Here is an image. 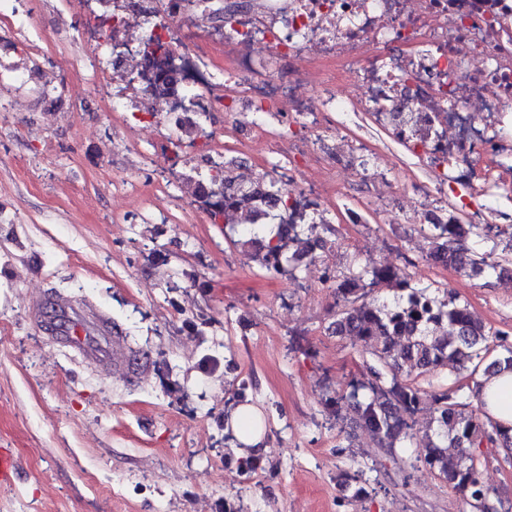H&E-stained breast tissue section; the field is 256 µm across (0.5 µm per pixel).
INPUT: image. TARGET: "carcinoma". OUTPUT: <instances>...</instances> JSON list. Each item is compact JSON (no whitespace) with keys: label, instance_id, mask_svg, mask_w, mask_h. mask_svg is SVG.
<instances>
[{"label":"carcinoma","instance_id":"1","mask_svg":"<svg viewBox=\"0 0 512 512\" xmlns=\"http://www.w3.org/2000/svg\"><path fill=\"white\" fill-rule=\"evenodd\" d=\"M170 53L151 36L139 51L142 61ZM234 162L212 163L205 179L197 180L202 195L216 198L209 216L213 223L233 226L229 212L245 201L263 199L277 213L268 221L252 225L235 240V245L267 271L292 274L304 263L313 262L315 251L332 247L329 224H288L281 220L288 211V190L277 182L244 185L232 175ZM430 243L429 257L444 266L462 269L471 277L486 278L498 265L469 254L463 246L468 224H429L424 228ZM371 284L392 283L405 295L394 304L366 300L365 278ZM342 305L336 312L333 331L361 345L367 377L352 379L348 391L331 397L327 406L339 412L346 402L353 409L357 425L368 429L377 445L388 454L414 438L407 417L413 415L424 398L431 400L435 424L424 447L416 449L405 481L422 468L461 493L467 502L487 499L488 487L480 463L471 449L486 441L505 453H512V427L504 430L464 397L469 384H479L478 371L491 376L512 369V346H497L495 334L452 296L438 300L425 288L412 286L406 274L390 267L365 266L338 284ZM408 365L422 377L440 368L452 367V386L427 391L416 379L402 378Z\"/></svg>","mask_w":512,"mask_h":512}]
</instances>
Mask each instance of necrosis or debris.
I'll list each match as a JSON object with an SVG mask.
<instances>
[{
  "mask_svg": "<svg viewBox=\"0 0 512 512\" xmlns=\"http://www.w3.org/2000/svg\"><path fill=\"white\" fill-rule=\"evenodd\" d=\"M181 19L161 16L157 28L173 45L178 82L162 85L145 70L124 109L145 106L170 123L223 111L243 148L260 142L299 158L289 223H303L349 180L351 153L314 139L307 123L332 112L371 113L384 131L421 144L434 176L416 206L420 223L442 221L431 207L448 188L454 210L476 224L485 200L512 201V0H254L249 10L224 12L220 82L198 47L172 39ZM350 59L362 63L356 89L324 98L323 88L343 82L334 62ZM258 112L288 113L297 129L275 134Z\"/></svg>",
  "mask_w": 512,
  "mask_h": 512,
  "instance_id": "4bbe7bcc",
  "label": "necrosis or debris"
}]
</instances>
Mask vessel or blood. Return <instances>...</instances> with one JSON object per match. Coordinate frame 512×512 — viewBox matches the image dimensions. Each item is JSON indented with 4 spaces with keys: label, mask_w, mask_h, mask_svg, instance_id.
I'll return each instance as SVG.
<instances>
[{
    "label": "vessel or blood",
    "mask_w": 512,
    "mask_h": 512,
    "mask_svg": "<svg viewBox=\"0 0 512 512\" xmlns=\"http://www.w3.org/2000/svg\"><path fill=\"white\" fill-rule=\"evenodd\" d=\"M59 330L56 341L84 360L98 363L105 371L124 361L126 351L112 333V323L102 314H94L70 303L58 305Z\"/></svg>",
    "instance_id": "vessel-or-blood-1"
}]
</instances>
